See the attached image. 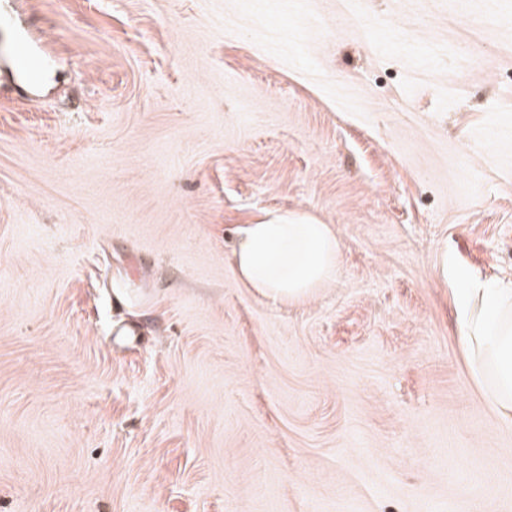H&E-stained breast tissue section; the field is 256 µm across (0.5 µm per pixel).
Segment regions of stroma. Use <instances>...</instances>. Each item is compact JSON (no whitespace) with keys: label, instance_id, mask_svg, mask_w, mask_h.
I'll list each match as a JSON object with an SVG mask.
<instances>
[{"label":"stroma","instance_id":"stroma-1","mask_svg":"<svg viewBox=\"0 0 512 512\" xmlns=\"http://www.w3.org/2000/svg\"><path fill=\"white\" fill-rule=\"evenodd\" d=\"M16 7L0 512H512L439 273L512 280V0ZM288 215L341 247L293 306L232 254ZM10 53L14 59L29 73L35 77L41 68L46 67V60L34 51L27 39L18 37L10 46Z\"/></svg>","mask_w":512,"mask_h":512}]
</instances>
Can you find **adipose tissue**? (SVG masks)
<instances>
[{
	"mask_svg": "<svg viewBox=\"0 0 512 512\" xmlns=\"http://www.w3.org/2000/svg\"><path fill=\"white\" fill-rule=\"evenodd\" d=\"M341 248L329 224L274 220L237 231L233 262L245 287L279 304L303 303L333 284ZM460 330L470 368L502 422L512 425V288L460 273Z\"/></svg>",
	"mask_w": 512,
	"mask_h": 512,
	"instance_id": "obj_1",
	"label": "adipose tissue"
}]
</instances>
